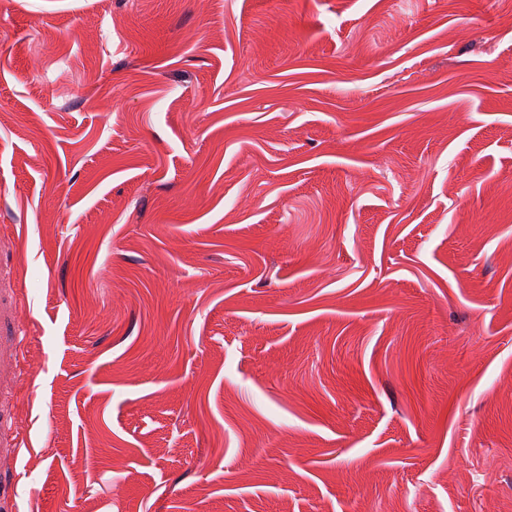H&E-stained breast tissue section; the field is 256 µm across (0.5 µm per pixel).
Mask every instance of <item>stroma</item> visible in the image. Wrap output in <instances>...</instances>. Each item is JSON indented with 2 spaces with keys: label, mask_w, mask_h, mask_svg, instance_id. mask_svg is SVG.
<instances>
[{
  "label": "stroma",
  "mask_w": 512,
  "mask_h": 512,
  "mask_svg": "<svg viewBox=\"0 0 512 512\" xmlns=\"http://www.w3.org/2000/svg\"><path fill=\"white\" fill-rule=\"evenodd\" d=\"M0 483L512 512V0H0Z\"/></svg>",
  "instance_id": "obj_1"
}]
</instances>
